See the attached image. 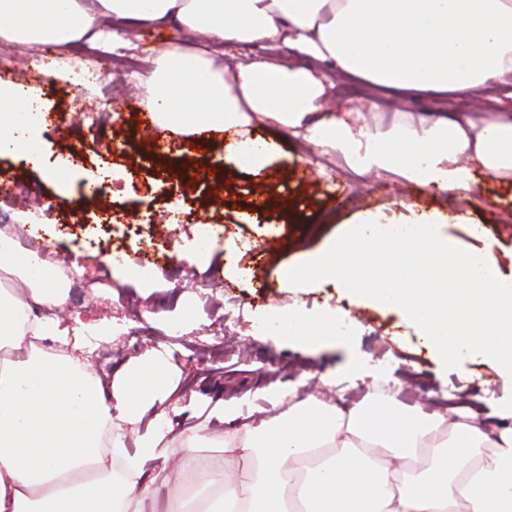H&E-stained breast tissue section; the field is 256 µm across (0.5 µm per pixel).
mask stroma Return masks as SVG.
Returning <instances> with one entry per match:
<instances>
[{"label": "stroma", "instance_id": "obj_1", "mask_svg": "<svg viewBox=\"0 0 512 512\" xmlns=\"http://www.w3.org/2000/svg\"><path fill=\"white\" fill-rule=\"evenodd\" d=\"M234 52L243 61H285L327 76L337 69L333 61L312 59L284 44L271 48L261 42L246 43ZM85 59L100 75L85 89L45 76L48 68ZM0 74L8 82L35 88L53 113V125L42 128L38 141L41 155L49 162L64 166L76 177L98 173L105 163L126 173L125 192L100 196L79 208L63 185L32 169L24 157L0 156V172L35 189L17 205L11 222L16 225L39 215L43 230L35 242L46 255L60 264L77 266L88 282H96L109 273L112 254L131 250L143 231L139 224L143 216L166 211L172 201L180 203L177 223L158 225L152 241L143 247L160 269L176 265L177 281L148 294L138 282L127 281L112 295L89 297L79 306L65 303L63 312L64 319L77 318L86 324L112 321L129 326L137 316L152 323L149 336L123 333L102 339L101 354L90 365L106 385L153 352L164 350L169 325L181 322L176 350L166 355L169 392L152 409L168 423L162 433L164 443L186 437L204 440L224 431L227 425L211 415L220 402L236 407L234 427L258 424L277 414L274 399L288 407L307 398V381L314 377L330 378L324 393L342 398L348 408L385 385L404 391L413 378L424 385L430 411L439 409L442 393L448 395L452 408L482 422L512 408V379L499 376L490 363L464 360L458 367L444 368L396 311L352 300L331 284L295 286L288 281L291 267L335 239L364 211L387 219L410 220L430 213L448 217V241L463 249L476 246L469 227L479 225L497 239L500 272L512 278V179H492L479 171L471 193L466 194L426 188L396 173L363 178V190L354 196L347 188L351 169L342 156L317 155L272 121L246 129L249 137L266 139L277 147L276 157L262 169H240L218 159L208 143L188 145L183 135L177 138L179 151L161 161L152 155L151 142L142 131L140 95L147 89L146 77L109 92L112 77L99 49L83 42L65 50L53 45L20 50L8 46L0 51ZM358 87L353 102L365 106L368 125L381 133L388 132L405 111L421 123L456 112L512 113V79L485 92L481 100L450 104L420 95L404 101L393 89L363 80ZM86 112L102 113L101 127H88L82 120ZM79 139L90 144L129 142L134 150L128 157L91 154L76 161L70 146ZM146 166L178 185L175 197L160 190L146 197L136 194ZM208 169L223 183L218 193L199 190ZM78 208L84 216L79 228L71 224ZM202 223L220 224L226 231L211 254L197 258L190 243L196 225ZM227 284L247 308L229 336L224 333L221 311ZM293 303L310 318L328 309L342 310L351 330L314 351L287 339L255 338L261 312ZM353 356L377 369V376L355 379L348 370Z\"/></svg>", "mask_w": 512, "mask_h": 512}]
</instances>
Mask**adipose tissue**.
Returning <instances> with one entry per match:
<instances>
[{
	"label": "adipose tissue",
	"mask_w": 512,
	"mask_h": 512,
	"mask_svg": "<svg viewBox=\"0 0 512 512\" xmlns=\"http://www.w3.org/2000/svg\"><path fill=\"white\" fill-rule=\"evenodd\" d=\"M199 32L210 42L277 43L335 60L348 74L429 97L476 98L512 75V0H0V42L65 48L99 42L125 24ZM143 100L167 128L231 131L233 162L262 167L274 146L238 139L265 119L357 174L392 172L441 190L469 189L472 165L512 176V117L441 119L420 127L403 113L393 135L355 126L349 114L318 117L321 83L285 63L229 71L216 52L171 43L158 50ZM29 90L0 84V153L32 157L16 111ZM30 259L0 241V512H156L142 485L146 460L191 466V492L167 512H512V426H490L456 409L415 412L376 392L350 409L309 397L256 426L224 433L223 454L202 457L195 438L167 446L152 434L126 447L166 387L160 357L110 387L86 364L43 340L66 341L50 312L64 290L37 277ZM28 280L25 292L9 280ZM268 335L307 344L333 335V317L309 323L277 313Z\"/></svg>",
	"instance_id": "obj_1"
}]
</instances>
